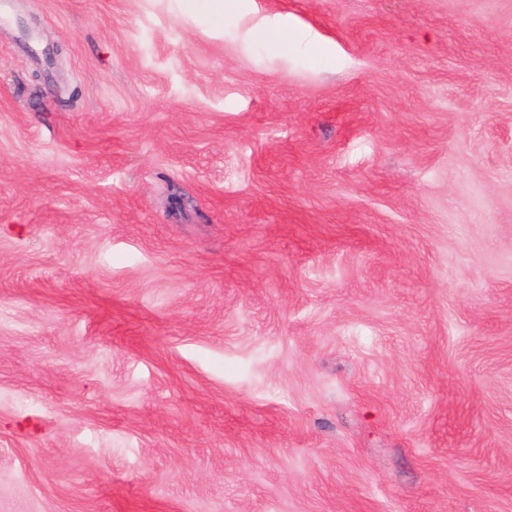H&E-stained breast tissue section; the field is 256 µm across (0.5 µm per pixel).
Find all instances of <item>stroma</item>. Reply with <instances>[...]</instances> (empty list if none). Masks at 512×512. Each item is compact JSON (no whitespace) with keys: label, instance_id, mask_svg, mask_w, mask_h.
I'll return each instance as SVG.
<instances>
[{"label":"stroma","instance_id":"1","mask_svg":"<svg viewBox=\"0 0 512 512\" xmlns=\"http://www.w3.org/2000/svg\"><path fill=\"white\" fill-rule=\"evenodd\" d=\"M0 512H512V0H0Z\"/></svg>","mask_w":512,"mask_h":512}]
</instances>
